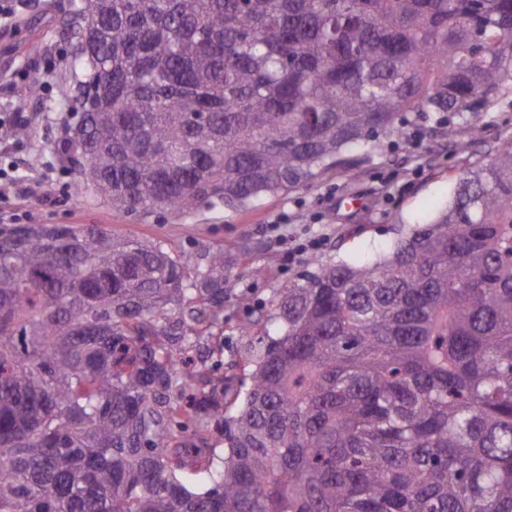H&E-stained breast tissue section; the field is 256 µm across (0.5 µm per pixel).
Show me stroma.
<instances>
[{"instance_id": "1", "label": "stroma", "mask_w": 512, "mask_h": 512, "mask_svg": "<svg viewBox=\"0 0 512 512\" xmlns=\"http://www.w3.org/2000/svg\"><path fill=\"white\" fill-rule=\"evenodd\" d=\"M69 0H19L20 22L0 30V113L31 112L41 120L30 138H13L0 155V172L21 177V200L0 207L1 224H106L118 233L167 240L189 266L206 250L229 258L224 305L228 345H238V327L251 320L249 304L272 298L276 288L313 272L317 259L372 263L415 225L444 212L454 183L468 162L512 141V98L496 111L478 114L484 140L465 134L408 130L405 139L384 144L357 177L335 173L243 210L203 209L190 219L162 212L142 222L113 211L94 193L76 196V165L52 148L71 116L57 86L67 78L64 63L74 50L64 23ZM37 94H30L32 83Z\"/></svg>"}]
</instances>
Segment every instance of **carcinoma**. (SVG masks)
Returning a JSON list of instances; mask_svg holds the SVG:
<instances>
[{
	"label": "carcinoma",
	"mask_w": 512,
	"mask_h": 512,
	"mask_svg": "<svg viewBox=\"0 0 512 512\" xmlns=\"http://www.w3.org/2000/svg\"><path fill=\"white\" fill-rule=\"evenodd\" d=\"M79 189L145 217L360 173L512 96V0H72ZM224 350V250L0 227V512H512V145Z\"/></svg>",
	"instance_id": "carcinoma-1"
}]
</instances>
